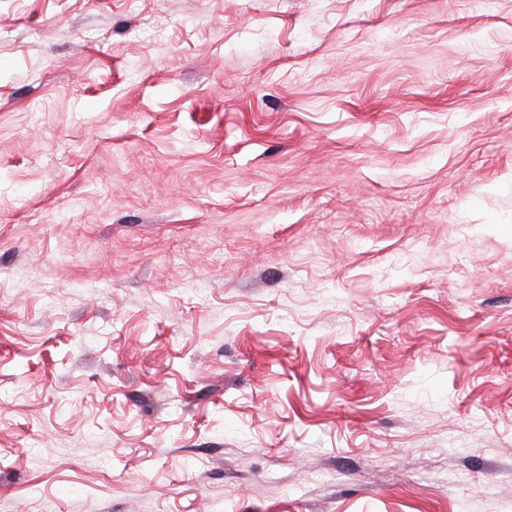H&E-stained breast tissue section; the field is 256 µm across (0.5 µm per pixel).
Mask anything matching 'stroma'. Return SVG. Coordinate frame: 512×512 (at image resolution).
I'll list each match as a JSON object with an SVG mask.
<instances>
[{
  "instance_id": "stroma-1",
  "label": "stroma",
  "mask_w": 512,
  "mask_h": 512,
  "mask_svg": "<svg viewBox=\"0 0 512 512\" xmlns=\"http://www.w3.org/2000/svg\"><path fill=\"white\" fill-rule=\"evenodd\" d=\"M0 512H512V0H0Z\"/></svg>"
}]
</instances>
